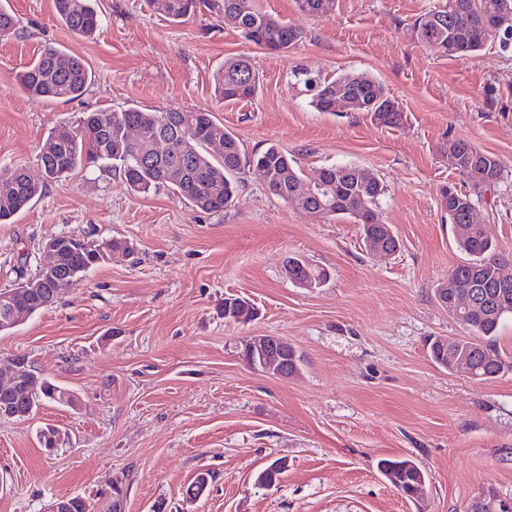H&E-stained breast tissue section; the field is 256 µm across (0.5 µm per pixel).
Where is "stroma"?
Here are the masks:
<instances>
[{
    "label": "stroma",
    "instance_id": "obj_1",
    "mask_svg": "<svg viewBox=\"0 0 512 512\" xmlns=\"http://www.w3.org/2000/svg\"><path fill=\"white\" fill-rule=\"evenodd\" d=\"M302 32L268 53L208 11L171 23L149 0H97L94 38L68 30L52 0H0L19 20L0 39V169L41 178L38 156L53 127L82 113L180 108L211 112L246 155L275 144L304 173L331 163L370 169L387 187L377 211L401 242L376 257L358 225L295 208L246 168L234 204L204 213L162 189L130 190L122 175L81 166L0 224V290L33 276L55 235L117 238L134 247L91 268L50 306L0 334V367L27 357L74 393L75 406L42 402L26 419L0 418V512H42L80 496L106 512L120 482L125 512H468L486 488L512 499V317L497 332L505 362L496 379L451 372L427 341L463 336L435 290L465 259L442 210L462 189L448 167L449 139L495 154L509 177L476 207L479 223L512 254V52L444 56L412 23L437 0H336L315 18L296 0H257ZM82 57L92 72L77 100L27 96L18 73L45 47ZM251 56L256 95L226 102L212 76L225 58ZM300 63L325 74L365 72L407 114L400 127L359 112L322 113L291 88ZM298 255L327 281L301 288L284 272ZM257 317L238 324L224 301ZM282 336L303 356L275 378L241 355L246 336ZM60 432L57 447L40 434ZM408 458L429 479L408 499L377 469ZM281 459L266 488L256 476ZM215 478L199 499L185 489Z\"/></svg>",
    "mask_w": 512,
    "mask_h": 512
}]
</instances>
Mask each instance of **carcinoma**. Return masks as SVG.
Returning <instances> with one entry per match:
<instances>
[{"label": "carcinoma", "instance_id": "cac0c4a2", "mask_svg": "<svg viewBox=\"0 0 512 512\" xmlns=\"http://www.w3.org/2000/svg\"><path fill=\"white\" fill-rule=\"evenodd\" d=\"M55 18L69 30L85 38L95 36L101 26V16L95 0H52ZM299 9L312 17H321L336 8V0H297ZM164 15L172 23H182L204 7L235 24L241 37L261 49L270 44L286 50L302 37L299 29L290 27L274 16L261 11L256 0H160ZM512 16V0H441V3L417 17L414 30L427 47L444 55L448 44L462 48L461 54L483 48L489 36L498 39L503 51H512V23L491 34L485 19L494 14ZM459 13L475 17L473 25L457 27L453 18ZM18 20L0 7V38L17 34ZM89 71L83 58L54 46L44 48L19 75L21 89L29 97L50 102L73 101L87 90ZM215 93L226 101H238L254 96L257 75L244 55L231 57L213 76ZM292 85L308 96V104L318 112L334 111L336 96L350 101L353 112H364L370 120L386 128H397L406 120V113L395 105L385 86L367 73L324 75L307 65H298L291 72ZM137 128L144 138L133 143L128 131ZM163 137L169 141L167 153L157 156L151 150L152 140ZM448 166L465 179V191L446 190L441 206L448 213L453 227H463L455 237L460 250L469 256L448 273V280L439 284L436 292L444 297L458 293H479L490 303L488 311L479 315L457 317L466 326L468 335L429 343L431 357L437 362L450 363L455 358L469 360L481 380L496 378L501 372L502 359L497 347V332L502 320L512 315V287L499 288L497 282L504 258L497 253V244L488 236L482 224H469L466 218L476 204L488 195H495L505 180L500 159L481 151L464 139L448 140ZM45 179L39 182L29 177L26 168L16 166L0 170V223L9 222L37 196L48 183L68 175L80 165L110 168L121 175L137 194H148L168 188L193 207L209 213H221L237 195L236 175L249 164L265 168L269 191L290 204L294 189L302 183L313 188L304 199V206L320 210L325 215L348 218L361 226L363 240L378 242L391 250L401 247L399 238L386 226L376 225V215L386 186L365 167L354 164H331L304 174L295 161L277 145L272 144L249 159L240 142L209 112L179 109H143L128 107L120 111L86 112L78 125L68 133L51 131L47 147L39 155ZM107 245L114 251L130 250L127 242L101 239L86 243H70L66 253V269L71 278L81 280L92 267L104 262L99 247ZM290 280L298 286L323 283L324 269L298 256L288 257ZM31 385L35 400L73 405L75 395L58 386L43 373L31 369ZM380 473L397 476L402 492L427 479L426 472L410 459H382L377 464Z\"/></svg>", "mask_w": 512, "mask_h": 512}]
</instances>
